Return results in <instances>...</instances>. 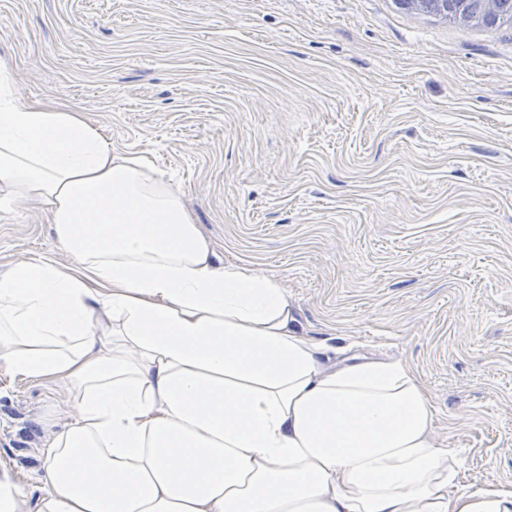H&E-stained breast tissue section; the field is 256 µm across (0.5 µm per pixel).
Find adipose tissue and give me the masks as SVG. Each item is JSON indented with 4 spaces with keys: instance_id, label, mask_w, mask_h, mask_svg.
<instances>
[{
    "instance_id": "adipose-tissue-1",
    "label": "adipose tissue",
    "mask_w": 512,
    "mask_h": 512,
    "mask_svg": "<svg viewBox=\"0 0 512 512\" xmlns=\"http://www.w3.org/2000/svg\"><path fill=\"white\" fill-rule=\"evenodd\" d=\"M0 195L74 259L0 275V368L69 379L77 409L35 503L0 469V512H512V493L456 490L407 365L321 363L282 288L219 264L177 187L3 71Z\"/></svg>"
}]
</instances>
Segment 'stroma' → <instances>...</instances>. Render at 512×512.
Instances as JSON below:
<instances>
[{
  "label": "stroma",
  "mask_w": 512,
  "mask_h": 512,
  "mask_svg": "<svg viewBox=\"0 0 512 512\" xmlns=\"http://www.w3.org/2000/svg\"><path fill=\"white\" fill-rule=\"evenodd\" d=\"M0 66L163 172L323 359L408 365L459 488L512 492V29L395 0H0ZM44 255L73 262L0 207V273ZM74 395L0 375V467L31 496Z\"/></svg>",
  "instance_id": "35a3bbf8"
}]
</instances>
